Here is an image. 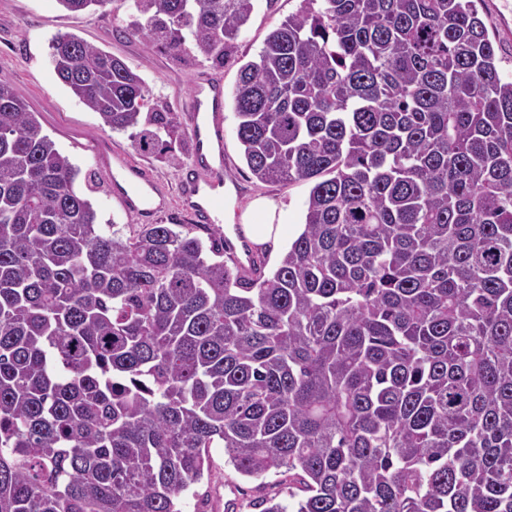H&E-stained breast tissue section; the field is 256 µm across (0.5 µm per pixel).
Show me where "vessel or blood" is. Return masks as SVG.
I'll return each mask as SVG.
<instances>
[{"label":"vessel or blood","mask_w":512,"mask_h":512,"mask_svg":"<svg viewBox=\"0 0 512 512\" xmlns=\"http://www.w3.org/2000/svg\"><path fill=\"white\" fill-rule=\"evenodd\" d=\"M223 103V85L210 79L194 87L187 103L193 152L182 172L178 201L198 224L215 225L224 216V197L216 192L224 183V168L207 161L209 155L224 151ZM107 172L113 194L128 211L152 215L167 207L165 193L125 155H114Z\"/></svg>","instance_id":"b4317fda"}]
</instances>
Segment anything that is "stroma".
Instances as JSON below:
<instances>
[{
    "label": "stroma",
    "mask_w": 512,
    "mask_h": 512,
    "mask_svg": "<svg viewBox=\"0 0 512 512\" xmlns=\"http://www.w3.org/2000/svg\"><path fill=\"white\" fill-rule=\"evenodd\" d=\"M299 5L300 0H255L251 17L229 54V62L219 68L208 62L175 59L128 36L124 31L125 0H109L103 7L80 13L66 11L57 0H0V71L10 76L16 92L36 112L44 132L57 147L71 157L81 173L97 178L100 189L91 201L99 229L105 233L111 232L113 225L132 223L133 218L113 196L102 160L87 151L90 139L104 138L113 151L125 154L160 184L171 206L157 216V223L187 221L176 205L180 171L138 151L129 132L103 127L99 116L58 80L50 58L52 38L60 33H73L120 58L144 79L153 100L173 112L181 126L186 123L183 105L196 79L205 73L221 77L225 93V180L235 188L233 213L242 215L254 199L265 197L276 204L282 222L293 229L304 221L310 185L305 181L264 184L255 179L237 140L232 93L240 64L256 59L270 31ZM475 5L494 45L500 76L511 81L512 0H475ZM210 458L209 475L181 496V512H255L253 504L262 498L274 496L287 501V476L270 475L258 480L241 476L225 464L220 448L211 449Z\"/></svg>",
    "instance_id": "stroma-1"
}]
</instances>
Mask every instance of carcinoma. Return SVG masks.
Returning <instances> with one entry per match:
<instances>
[{
	"instance_id": "cac0c4a2",
	"label": "carcinoma",
	"mask_w": 512,
	"mask_h": 512,
	"mask_svg": "<svg viewBox=\"0 0 512 512\" xmlns=\"http://www.w3.org/2000/svg\"><path fill=\"white\" fill-rule=\"evenodd\" d=\"M127 9L222 67L254 4ZM50 48L105 126L183 163L141 76ZM233 100L252 175L312 182L270 273L198 224L99 232L94 176L76 192L0 72V512H181L212 448L299 484L261 512H512V81L474 0H301Z\"/></svg>"
}]
</instances>
